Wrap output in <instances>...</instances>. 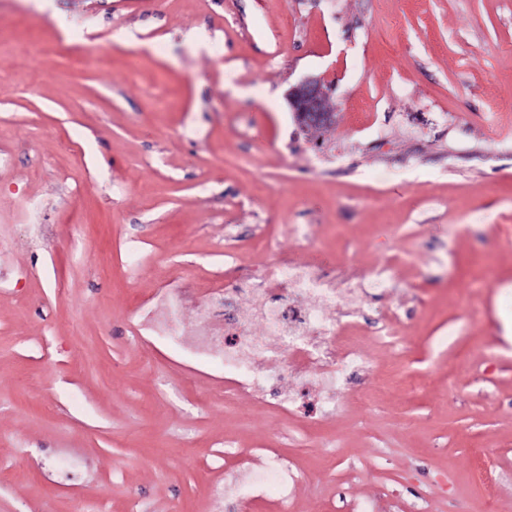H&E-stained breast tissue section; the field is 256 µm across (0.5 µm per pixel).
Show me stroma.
I'll return each mask as SVG.
<instances>
[{"label": "stroma", "mask_w": 512, "mask_h": 512, "mask_svg": "<svg viewBox=\"0 0 512 512\" xmlns=\"http://www.w3.org/2000/svg\"><path fill=\"white\" fill-rule=\"evenodd\" d=\"M272 244L397 314L322 421L139 331ZM274 460L261 512H512V0H0V512H238ZM288 104L298 124L311 128L330 121L327 93L319 78H307L288 90ZM247 481L242 483L237 480H231L227 486V491L231 494L237 493L243 502L244 508L247 510L249 505L255 498H259L264 489L270 486H278L281 488V496L283 500H288L289 487L296 482V476L291 469L279 467H265L254 472H250Z\"/></svg>", "instance_id": "35a3bbf8"}]
</instances>
